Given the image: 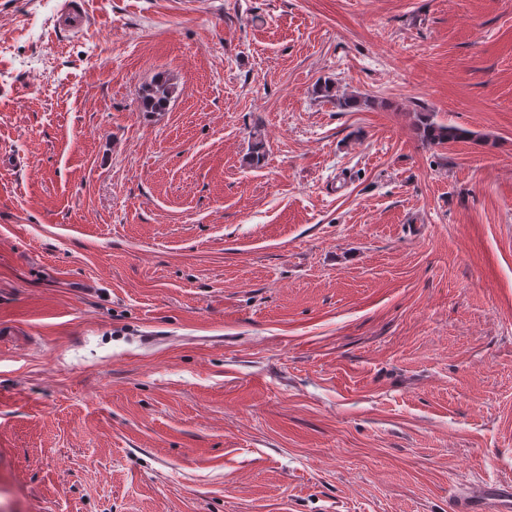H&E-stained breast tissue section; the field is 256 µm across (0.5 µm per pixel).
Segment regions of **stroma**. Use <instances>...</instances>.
Here are the masks:
<instances>
[{"mask_svg": "<svg viewBox=\"0 0 512 512\" xmlns=\"http://www.w3.org/2000/svg\"><path fill=\"white\" fill-rule=\"evenodd\" d=\"M58 5L0 0V512L512 480V0ZM88 24L84 0H62L54 17V26L66 34L79 37ZM169 76L160 75L142 88L140 102L145 112H162L175 92L176 84ZM335 85L329 81L317 82L315 85V93L325 101L336 104L337 108L342 110H350L360 107L361 104H366L368 101L362 100L361 97L354 94L342 93L338 94ZM418 125L422 140L427 145H444L451 142H458L470 137L468 130L435 123L430 114L419 111Z\"/></svg>", "mask_w": 512, "mask_h": 512, "instance_id": "obj_1", "label": "stroma"}]
</instances>
